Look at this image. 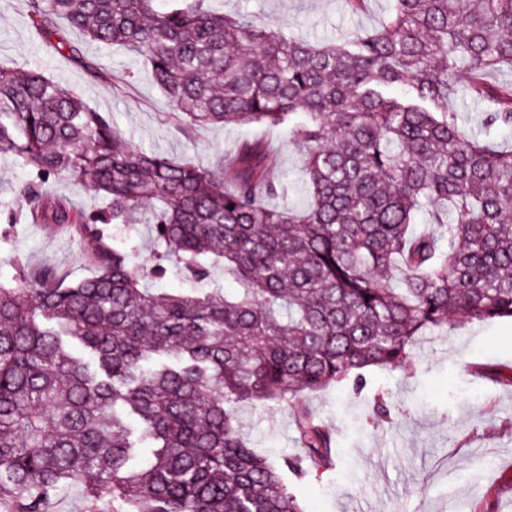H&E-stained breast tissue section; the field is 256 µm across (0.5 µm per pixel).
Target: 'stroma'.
<instances>
[{
    "label": "stroma",
    "mask_w": 512,
    "mask_h": 512,
    "mask_svg": "<svg viewBox=\"0 0 512 512\" xmlns=\"http://www.w3.org/2000/svg\"><path fill=\"white\" fill-rule=\"evenodd\" d=\"M215 6L248 11L288 35L336 41L379 26L389 0H370L361 14L348 12L345 0H216ZM84 53L96 74L36 39L24 0H0V64L43 68L64 91L110 113L128 142L209 164L252 132L248 125L182 129L142 60L94 44ZM275 146L288 202L302 205V149L285 134ZM28 180L20 162L0 161V283L15 285L20 262L32 270L55 267L72 283L89 276L91 241L26 219L14 191ZM488 370L512 373V320L473 324L457 315L451 329L423 337L399 367L369 370L362 394L336 384L308 394L336 444L333 469L287 480L305 512H350L355 504L364 512H512V384L489 381ZM379 393L390 401L385 419L376 409ZM237 415L259 451L277 459L295 453L288 403L244 404Z\"/></svg>",
    "instance_id": "1"
}]
</instances>
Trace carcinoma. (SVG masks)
I'll list each match as a JSON object with an SVG mask.
<instances>
[{
	"instance_id": "cac0c4a2",
	"label": "carcinoma",
	"mask_w": 512,
	"mask_h": 512,
	"mask_svg": "<svg viewBox=\"0 0 512 512\" xmlns=\"http://www.w3.org/2000/svg\"><path fill=\"white\" fill-rule=\"evenodd\" d=\"M214 0H27L31 28L94 72L77 33L143 59L186 128L286 131L308 200L273 206L277 151L242 140L203 165L134 146L37 67L0 66V156L28 168L34 223L98 239L95 272L19 268L0 284V505L47 512L76 486L92 512H303L284 475L333 467L305 396L366 386L419 339L512 319V0H391L377 28L313 44ZM465 71L466 81L457 80ZM486 104L466 130L448 101ZM85 185L106 207L46 195ZM425 211L432 227L416 224ZM151 225L136 267L101 224ZM193 284L149 283L166 264ZM221 267L238 284L210 281ZM286 401L300 453L278 462L233 407Z\"/></svg>"
}]
</instances>
